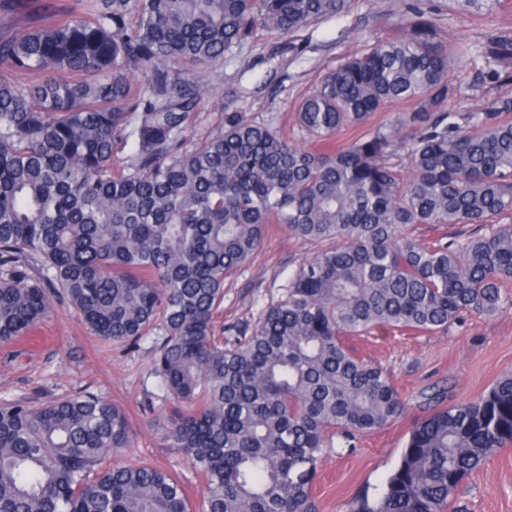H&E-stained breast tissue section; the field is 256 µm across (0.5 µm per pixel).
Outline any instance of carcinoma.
<instances>
[{
  "label": "carcinoma",
  "mask_w": 512,
  "mask_h": 512,
  "mask_svg": "<svg viewBox=\"0 0 512 512\" xmlns=\"http://www.w3.org/2000/svg\"><path fill=\"white\" fill-rule=\"evenodd\" d=\"M352 3L0 0V15L26 21L0 34V344L57 299L103 341L159 336L165 439L205 479L201 512H320L323 459L405 412L348 340L445 333L512 308V99L445 111L472 46L442 44L435 20L321 80L297 112L310 148L235 113L188 139L214 88L208 66L260 30ZM398 101L413 109L396 124L338 141ZM270 224L331 246L226 344L214 329L224 279ZM420 224L452 231L419 241ZM442 399L427 398L381 492L351 512H446L512 447V373L476 399ZM131 443L125 412L93 393L1 398L0 512H194L164 469L102 467Z\"/></svg>",
  "instance_id": "1"
}]
</instances>
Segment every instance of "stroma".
<instances>
[{
    "label": "stroma",
    "instance_id": "1",
    "mask_svg": "<svg viewBox=\"0 0 512 512\" xmlns=\"http://www.w3.org/2000/svg\"><path fill=\"white\" fill-rule=\"evenodd\" d=\"M421 13L436 20L440 41L464 39L473 47L451 73L459 91L447 111L477 112L486 99H512V60L500 64L499 78L491 79L486 58L497 39L512 38V0H485L479 9L462 8L458 0H354L348 13L292 33H258L226 54L209 71L215 90L201 105L192 137H205L226 113L237 112L302 141L295 114L322 77L376 41L403 36ZM323 248L271 225L257 254L225 281L217 332L230 338L253 326L280 299L300 265ZM350 344L359 357L390 374L407 410L392 425L357 439L354 449L334 448L321 463L314 488L321 512H350L355 497L381 491L427 395L443 391L449 403L474 399L512 372V308L492 318L468 317L445 333H378ZM153 357V340L135 347L102 341L73 307L58 302L27 337L0 345V397L49 400L87 390L117 404L133 427V442L109 454L108 465L149 462L178 473L197 506L204 485L181 450L164 438L169 410L153 374ZM453 501L463 512H512V448L490 458Z\"/></svg>",
    "mask_w": 512,
    "mask_h": 512
}]
</instances>
